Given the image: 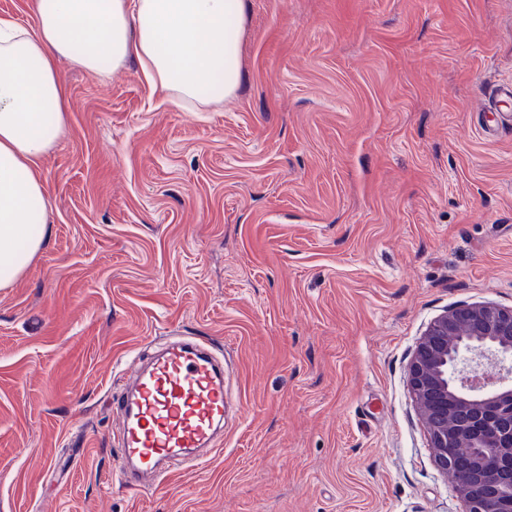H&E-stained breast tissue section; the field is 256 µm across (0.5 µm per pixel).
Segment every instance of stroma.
<instances>
[{"label": "stroma", "instance_id": "obj_1", "mask_svg": "<svg viewBox=\"0 0 512 512\" xmlns=\"http://www.w3.org/2000/svg\"><path fill=\"white\" fill-rule=\"evenodd\" d=\"M246 2L210 109L56 62L51 235L0 288V512H464L408 366L446 310L512 307V0ZM171 334L224 357V444L129 488L112 398Z\"/></svg>", "mask_w": 512, "mask_h": 512}]
</instances>
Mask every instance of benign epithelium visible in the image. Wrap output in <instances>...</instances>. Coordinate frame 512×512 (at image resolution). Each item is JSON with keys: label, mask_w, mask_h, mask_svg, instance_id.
Wrapping results in <instances>:
<instances>
[{"label": "benign epithelium", "mask_w": 512, "mask_h": 512, "mask_svg": "<svg viewBox=\"0 0 512 512\" xmlns=\"http://www.w3.org/2000/svg\"><path fill=\"white\" fill-rule=\"evenodd\" d=\"M488 361L495 368L482 369ZM409 388L438 469L465 512H512L498 488L512 482V308L460 304L430 322L408 367ZM450 448L474 460L454 463Z\"/></svg>", "instance_id": "obj_1"}]
</instances>
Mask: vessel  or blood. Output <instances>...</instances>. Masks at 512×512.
<instances>
[{
  "label": "vessel or blood",
  "mask_w": 512,
  "mask_h": 512,
  "mask_svg": "<svg viewBox=\"0 0 512 512\" xmlns=\"http://www.w3.org/2000/svg\"><path fill=\"white\" fill-rule=\"evenodd\" d=\"M113 407L121 428L119 481L160 478L196 450L219 446L227 410L224 365L203 343L160 342Z\"/></svg>",
  "instance_id": "obj_1"
}]
</instances>
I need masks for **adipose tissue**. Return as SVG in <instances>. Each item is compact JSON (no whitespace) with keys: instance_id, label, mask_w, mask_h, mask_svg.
Listing matches in <instances>:
<instances>
[{"instance_id":"1","label":"adipose tissue","mask_w":512,"mask_h":512,"mask_svg":"<svg viewBox=\"0 0 512 512\" xmlns=\"http://www.w3.org/2000/svg\"><path fill=\"white\" fill-rule=\"evenodd\" d=\"M35 14L30 29L0 18V288L49 240L37 165L66 123L57 57L99 75L134 61L188 111L222 103L242 77L246 0H35Z\"/></svg>"}]
</instances>
